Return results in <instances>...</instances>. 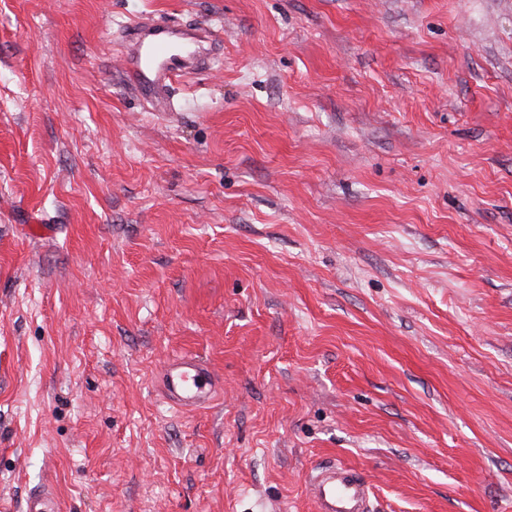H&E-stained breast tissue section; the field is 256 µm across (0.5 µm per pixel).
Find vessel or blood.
<instances>
[{
    "label": "vessel or blood",
    "mask_w": 512,
    "mask_h": 512,
    "mask_svg": "<svg viewBox=\"0 0 512 512\" xmlns=\"http://www.w3.org/2000/svg\"><path fill=\"white\" fill-rule=\"evenodd\" d=\"M210 39V31L203 27L133 22L126 29L123 73L156 106L170 108L173 82L210 59L209 54L193 53V46ZM162 388L167 399L186 410L204 408L218 394L207 366L193 355L167 363ZM309 491L316 512H371L370 489L355 469L334 463L323 466L312 475Z\"/></svg>",
    "instance_id": "vessel-or-blood-1"
}]
</instances>
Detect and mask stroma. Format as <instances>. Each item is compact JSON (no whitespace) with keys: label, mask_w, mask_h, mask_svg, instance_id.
Instances as JSON below:
<instances>
[{"label":"stroma","mask_w":512,"mask_h":512,"mask_svg":"<svg viewBox=\"0 0 512 512\" xmlns=\"http://www.w3.org/2000/svg\"><path fill=\"white\" fill-rule=\"evenodd\" d=\"M145 15L220 31L165 112ZM332 462L512 512V0H0V512H315ZM161 382L165 397L186 410L205 408L218 394L207 366L193 355L169 361L163 369Z\"/></svg>","instance_id":"obj_1"}]
</instances>
